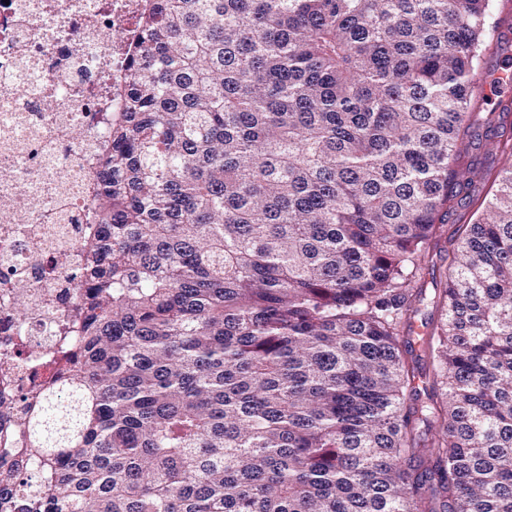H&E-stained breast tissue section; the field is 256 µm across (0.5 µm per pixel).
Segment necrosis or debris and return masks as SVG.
Returning a JSON list of instances; mask_svg holds the SVG:
<instances>
[{"label": "necrosis or debris", "mask_w": 512, "mask_h": 512, "mask_svg": "<svg viewBox=\"0 0 512 512\" xmlns=\"http://www.w3.org/2000/svg\"><path fill=\"white\" fill-rule=\"evenodd\" d=\"M141 0H0V339L47 345L90 222ZM30 290L24 312L14 287Z\"/></svg>", "instance_id": "1"}]
</instances>
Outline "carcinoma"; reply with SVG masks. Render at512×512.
<instances>
[{
    "instance_id": "cac0c4a2",
    "label": "carcinoma",
    "mask_w": 512,
    "mask_h": 512,
    "mask_svg": "<svg viewBox=\"0 0 512 512\" xmlns=\"http://www.w3.org/2000/svg\"><path fill=\"white\" fill-rule=\"evenodd\" d=\"M492 0H144L0 512H512V165L417 281ZM37 466L36 478L29 468ZM435 262L438 268L441 262L439 260V252L437 256L436 250L433 251V253L430 252V255L427 259L426 269L422 271L423 273L421 274V279L419 281V286H422L423 289L422 297L424 300L417 306L418 311L411 315V322L414 331L411 335V339L413 340L414 348L416 349L414 354L422 355L418 363L419 374L416 378V384L421 391V397L423 399L425 398L424 393H426L424 390L425 386L429 389L430 385L432 384V365L429 363V360H427V358L424 356V353L422 352L420 342L418 341L416 335L417 333L415 330L420 332V334L426 333L428 329L425 326V322L429 321L428 319L434 311L433 301L436 300L434 298L438 295V290L435 281L432 280L431 265Z\"/></svg>"
}]
</instances>
